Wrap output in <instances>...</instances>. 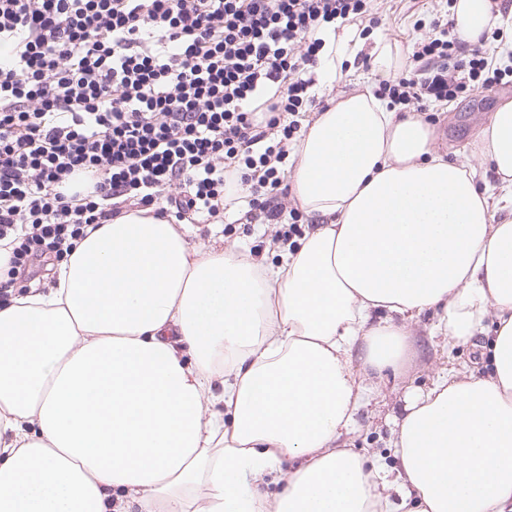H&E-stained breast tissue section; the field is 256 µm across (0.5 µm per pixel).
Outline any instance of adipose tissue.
I'll return each instance as SVG.
<instances>
[{
  "label": "adipose tissue",
  "instance_id": "1",
  "mask_svg": "<svg viewBox=\"0 0 512 512\" xmlns=\"http://www.w3.org/2000/svg\"><path fill=\"white\" fill-rule=\"evenodd\" d=\"M451 16L473 49L512 27L492 0ZM472 154L351 93L305 123L288 181L316 227L276 263L141 209L88 231L0 304V512H512V100ZM429 310L453 343L493 320L492 368L409 399L393 470L340 445L352 352L400 371ZM60 262H57L55 259H42V261H37L32 267H29L25 273V282L23 284L28 285H37L38 287H42L44 284L50 281L49 276L52 272V267L58 265Z\"/></svg>",
  "mask_w": 512,
  "mask_h": 512
}]
</instances>
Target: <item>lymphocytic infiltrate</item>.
<instances>
[{
  "label": "lymphocytic infiltrate",
  "mask_w": 512,
  "mask_h": 512,
  "mask_svg": "<svg viewBox=\"0 0 512 512\" xmlns=\"http://www.w3.org/2000/svg\"><path fill=\"white\" fill-rule=\"evenodd\" d=\"M372 0H0V299L28 263L65 259L86 227L131 208L180 224L227 210L277 223L313 105L323 35ZM452 21L413 44L414 67L379 83L410 106L489 90L508 72L486 53L457 62Z\"/></svg>",
  "instance_id": "1"
}]
</instances>
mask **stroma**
Segmentation results:
<instances>
[{
	"mask_svg": "<svg viewBox=\"0 0 512 512\" xmlns=\"http://www.w3.org/2000/svg\"><path fill=\"white\" fill-rule=\"evenodd\" d=\"M448 10V0H395L391 5L376 0L372 10L374 24L367 26L360 21L344 24V31L361 32L363 47L358 50L353 41H337L336 78L328 84L314 85L317 102L326 104L339 99L360 84L377 90L382 70L370 54L376 39L387 37L396 41L404 54H411L413 42L428 32L434 18L447 16ZM509 99H512V83L469 91L447 104L427 101L423 107L427 120L436 129L439 146L467 152L478 128ZM276 231V225L272 224L264 234H257L253 224L229 214L220 224L194 225L189 242L194 246L208 245L220 238L225 245L238 246L241 251L251 252L256 261L269 264L278 259L272 246ZM435 322L434 313L427 312L412 324L408 338L411 360L402 374L373 372L365 379L367 404L356 416L357 429L348 443L352 450L395 465L396 422L404 416L410 397L428 391L437 377L447 371H466L478 378L488 375L489 368L479 356L483 337L452 345L447 338L432 335Z\"/></svg>",
	"mask_w": 512,
	"mask_h": 512,
	"instance_id": "stroma-1",
	"label": "stroma"
}]
</instances>
